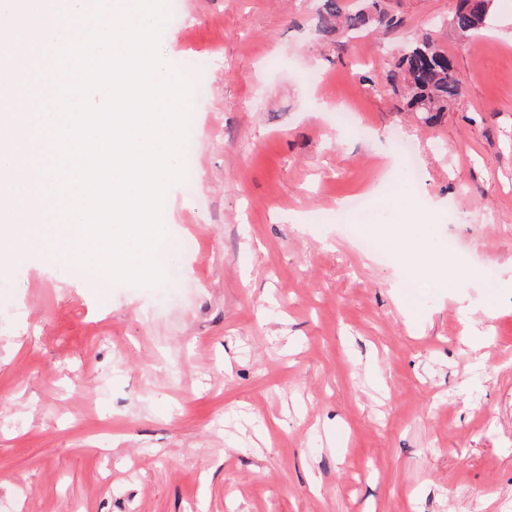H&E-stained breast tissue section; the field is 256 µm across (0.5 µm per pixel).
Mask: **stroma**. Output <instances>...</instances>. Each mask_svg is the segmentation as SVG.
<instances>
[{
  "label": "stroma",
  "instance_id": "stroma-1",
  "mask_svg": "<svg viewBox=\"0 0 512 512\" xmlns=\"http://www.w3.org/2000/svg\"><path fill=\"white\" fill-rule=\"evenodd\" d=\"M456 3L382 0L399 27L343 38L320 0H183L158 46L209 89L164 282L39 253L0 277V512H512V0L473 40ZM425 33L462 84L433 126L384 70ZM358 193L370 221L333 223ZM385 224L469 274L411 294Z\"/></svg>",
  "mask_w": 512,
  "mask_h": 512
}]
</instances>
